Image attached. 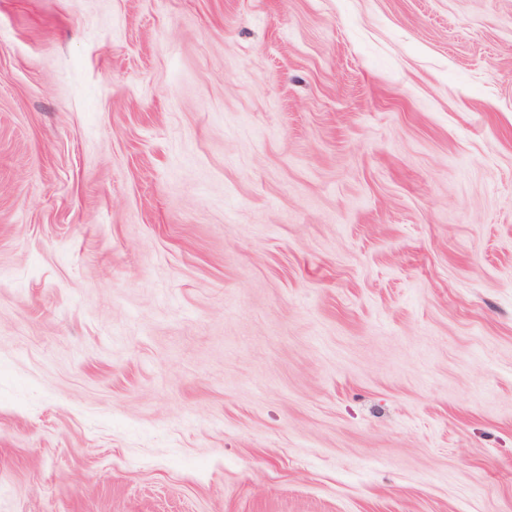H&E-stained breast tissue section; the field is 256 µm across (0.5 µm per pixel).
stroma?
Wrapping results in <instances>:
<instances>
[{
	"instance_id": "obj_1",
	"label": "stroma",
	"mask_w": 512,
	"mask_h": 512,
	"mask_svg": "<svg viewBox=\"0 0 512 512\" xmlns=\"http://www.w3.org/2000/svg\"><path fill=\"white\" fill-rule=\"evenodd\" d=\"M0 512H512V0H0Z\"/></svg>"
}]
</instances>
